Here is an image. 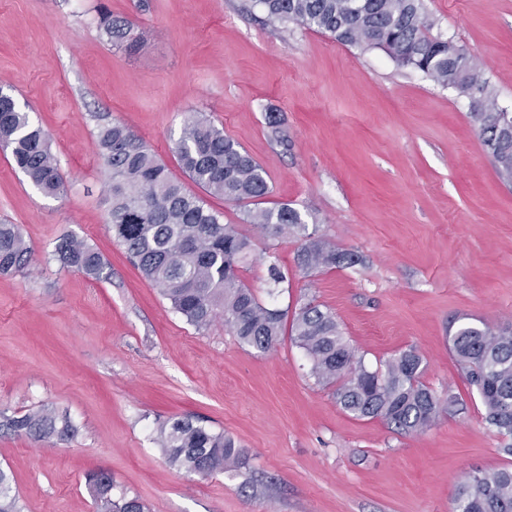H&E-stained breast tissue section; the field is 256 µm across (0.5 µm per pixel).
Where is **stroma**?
Instances as JSON below:
<instances>
[{"label":"stroma","mask_w":512,"mask_h":512,"mask_svg":"<svg viewBox=\"0 0 512 512\" xmlns=\"http://www.w3.org/2000/svg\"><path fill=\"white\" fill-rule=\"evenodd\" d=\"M133 21L112 46L101 11ZM432 35L464 45L512 111V0H425ZM0 88L49 136L67 191L44 196L0 150V223L34 252L0 276V410L67 411L52 445L0 436V467L23 512H96L88 475L149 512H452L458 485L512 463L451 354L459 318L512 325V183L496 173L469 99L382 51L293 23L271 28L251 0H0ZM204 113L262 166L268 206L292 204L353 265L306 274L295 241L242 224L255 243L241 277L284 310L315 298L369 366L415 348L423 379L458 402L427 431L356 419L319 385L292 336L265 353L223 322L189 325L128 259L108 226L99 126L130 129L180 176L173 147ZM73 235L100 278L62 268ZM289 286L268 295L270 264ZM189 417L243 450L208 477L172 467L158 423ZM261 496H254V489Z\"/></svg>","instance_id":"obj_1"}]
</instances>
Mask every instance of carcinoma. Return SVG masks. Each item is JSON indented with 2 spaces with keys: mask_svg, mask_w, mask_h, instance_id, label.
Listing matches in <instances>:
<instances>
[{
  "mask_svg": "<svg viewBox=\"0 0 512 512\" xmlns=\"http://www.w3.org/2000/svg\"><path fill=\"white\" fill-rule=\"evenodd\" d=\"M271 22H293L328 33L336 41L378 49L398 67L421 72L433 82L466 92L478 87L483 100L494 93L476 64L463 67L448 54V42L431 35L433 23L423 0H254ZM100 29L106 40L132 51L135 25L105 13ZM478 135L493 156L501 178L512 181V112H474ZM0 147L11 149L15 165L46 196L66 191L44 130L32 124L14 97L0 88ZM98 155L108 179L106 201L112 236L142 275L160 290L172 309L198 330L221 319L238 340L260 352L274 348L286 314L264 306L241 279L254 253L250 236L208 208L204 199L171 175L143 142L120 124H106L97 135ZM175 153L183 174L199 189L244 207L243 222L265 238L300 243L298 266L331 270L355 263L336 251L317 227H309L288 203L264 206L270 193L266 173L224 130L204 116L184 122ZM61 263L99 278L100 253L74 236L59 239ZM33 252L16 224H0V274L28 268ZM291 331L304 350L312 375L332 389L336 403L358 419H377L393 431L414 435L429 429L455 397L438 396L422 380L423 359L415 348L402 350L372 369L345 338L335 315L309 299L294 312ZM451 350L470 386L476 388L485 422L512 439V328L460 322ZM0 433L35 442L67 441L76 427L66 412L49 404L24 413L0 411ZM157 440L170 465L209 476L243 455L235 441L189 417L158 426ZM97 512H146L138 498L112 500V479H89ZM454 512H512V465L477 471L460 483ZM0 512H22L12 477L0 468Z\"/></svg>",
  "mask_w": 512,
  "mask_h": 512,
  "instance_id": "obj_1",
  "label": "carcinoma"
}]
</instances>
